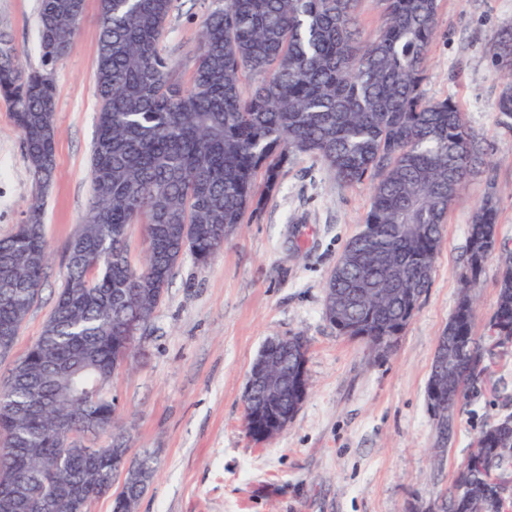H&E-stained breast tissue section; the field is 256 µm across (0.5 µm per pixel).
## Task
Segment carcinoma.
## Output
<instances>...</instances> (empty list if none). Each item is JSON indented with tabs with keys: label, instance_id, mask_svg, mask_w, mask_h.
Returning <instances> with one entry per match:
<instances>
[{
	"label": "carcinoma",
	"instance_id": "obj_1",
	"mask_svg": "<svg viewBox=\"0 0 512 512\" xmlns=\"http://www.w3.org/2000/svg\"><path fill=\"white\" fill-rule=\"evenodd\" d=\"M358 0H212L201 23L190 80L174 78L159 49L174 0H99L95 80L100 102L92 143V201L66 250L64 284L42 333L0 386V442L21 449L0 459L23 501L52 489L110 493L125 474L113 512H135L151 483L153 458H129L122 437L93 458L66 448L59 428L76 417L86 428L114 427L116 403L103 388L133 353L126 336L145 330L175 265L199 263L245 219L261 216L298 154L317 158L352 185L368 180L372 198L362 229L324 287V316L343 336H401L430 285L448 208L475 175L487 192L474 210L461 292L437 348L442 402L439 441L457 428L456 407L485 372L474 335L476 288L498 257L496 308L487 340L512 343V251L499 239V198L490 141L478 136L450 98L426 96L429 50L439 36V0H378L381 22L361 38ZM84 0H39L40 67L0 54V98L13 111L40 192L55 176L53 66L67 55ZM491 62L508 79L498 124L512 130V25L489 42ZM245 72L257 77L241 90ZM145 218L142 267L128 257L127 230ZM49 264L42 197L0 238V335L15 343L44 285ZM427 275L414 280L413 271ZM294 335L286 368L254 387L252 429L299 410L294 368L307 361ZM512 414L479 432L475 448L441 496L438 512H504L512 501Z\"/></svg>",
	"mask_w": 512,
	"mask_h": 512
}]
</instances>
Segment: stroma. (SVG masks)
<instances>
[{
  "label": "stroma",
  "mask_w": 512,
  "mask_h": 512,
  "mask_svg": "<svg viewBox=\"0 0 512 512\" xmlns=\"http://www.w3.org/2000/svg\"><path fill=\"white\" fill-rule=\"evenodd\" d=\"M211 0H175L160 43L175 75L194 69ZM38 0H0V34L24 64L39 66ZM99 0H86L68 55L54 67L56 177L43 202L47 278L0 382L40 336L64 283L65 249L91 202L90 154ZM512 24V0H440L441 35L427 66L429 97L452 98L494 146L499 237L512 248V131L497 123L503 72L490 37ZM487 184L472 179L451 205L432 281L394 349L381 356L340 335L323 315L324 284L369 209L371 186H344L301 154L259 219L245 221L208 263L184 258L136 340V358L108 390L129 429L131 456L150 453L156 475L137 512H427L451 485L476 435L512 412V351L458 407L449 444L437 441L426 385L438 338L461 289L467 227ZM36 194L12 111L0 100V237L24 218ZM307 343L309 393L291 424L259 443L244 428L250 367L273 336Z\"/></svg>",
  "instance_id": "obj_1"
}]
</instances>
